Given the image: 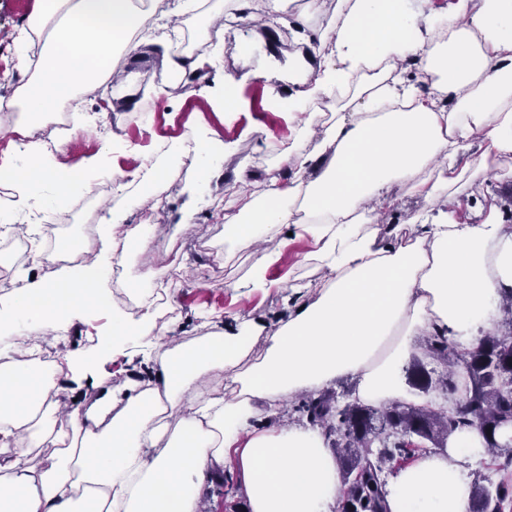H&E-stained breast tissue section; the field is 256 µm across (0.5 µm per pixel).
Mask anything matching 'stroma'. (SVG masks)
<instances>
[{
  "instance_id": "obj_1",
  "label": "stroma",
  "mask_w": 512,
  "mask_h": 512,
  "mask_svg": "<svg viewBox=\"0 0 512 512\" xmlns=\"http://www.w3.org/2000/svg\"><path fill=\"white\" fill-rule=\"evenodd\" d=\"M32 7L33 0H0V95L9 94L30 77L13 57L11 35ZM284 24H269L258 34L245 24L235 38L216 36L219 50L211 64L183 79L178 88L170 81L162 46L154 41L140 44L120 64L125 84L88 96L83 106L84 132L59 155L64 165L72 167L106 150L113 166L122 171L135 169L143 157L155 156L162 143L179 144L180 155L190 156V164L177 168L164 186L145 254L127 258V284L112 288L113 303L140 317L141 308L127 303L129 284L149 282L156 268L167 269L174 282L167 324L172 335L185 341L206 335L214 323L234 317L278 325L288 315L281 283L313 273L308 258L311 240L295 238L269 269L268 288L247 289L244 283L264 251H236L224 242L225 207L250 208L272 177L284 176L285 163L270 156L261 144L269 138L282 150L292 148L295 134L282 100L297 81L314 80L307 66L310 49L298 36H286ZM221 73L234 78L236 101L233 107L217 110L198 91L217 87ZM100 99L106 100L107 110H97ZM146 111L152 118L145 124L140 115ZM210 131L220 135L226 149L216 171L206 178L203 159L191 153L192 135ZM484 201L498 205L504 220L512 224V158L502 162L495 176L464 178L448 189L441 206L476 223L480 216L470 205ZM108 328L107 317L94 312L71 318L61 344L90 356L94 370L64 382L63 401L87 407L97 397L96 383L116 388L126 380L143 379L136 342L118 347L98 342V333Z\"/></svg>"
}]
</instances>
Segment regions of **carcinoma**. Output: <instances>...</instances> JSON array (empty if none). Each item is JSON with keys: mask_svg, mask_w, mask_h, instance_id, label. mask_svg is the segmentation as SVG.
I'll return each instance as SVG.
<instances>
[{"mask_svg": "<svg viewBox=\"0 0 512 512\" xmlns=\"http://www.w3.org/2000/svg\"><path fill=\"white\" fill-rule=\"evenodd\" d=\"M509 318L505 331L483 336L470 351H461L442 335L426 339L428 358L444 365L442 371L415 358L406 367V379L415 389L444 395L456 390L457 369L466 374L465 398L456 412H433L425 407L394 402L374 408L360 402L340 404L331 392L310 395L295 411L320 427L336 455L341 476V512H388L387 470L421 448L417 438L438 449L448 436L463 427L477 429L492 458L512 466V441H501L500 429L512 422V289L505 297ZM509 488L478 482L471 486L468 512H503Z\"/></svg>", "mask_w": 512, "mask_h": 512, "instance_id": "obj_1", "label": "carcinoma"}]
</instances>
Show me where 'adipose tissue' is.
<instances>
[{
	"mask_svg": "<svg viewBox=\"0 0 512 512\" xmlns=\"http://www.w3.org/2000/svg\"><path fill=\"white\" fill-rule=\"evenodd\" d=\"M35 0L16 27L19 67L31 51L37 66L0 114L13 117L15 139L0 154V180L15 194L7 223L37 234L38 186L58 200L75 177L92 184L113 171L103 156L80 171L61 164L34 132L49 112L95 89L130 53L134 33L164 30L170 72L195 74L202 57L176 51L180 18H214L212 0ZM320 0H309L299 37L334 62L313 88L285 106L298 150L288 181L270 179L249 211L224 212V231L241 250L269 245L251 278L268 285L289 236H306L323 275L288 286V317L271 331L229 322L192 344L163 341L151 312L135 321L115 310L106 278L108 254L122 216L109 211L98 238L58 239L53 253L78 250L81 266L56 279H27L0 304V512H203L201 490L229 471L242 485L247 512H331L340 490L336 457L319 428L266 426L259 405L356 381V398L381 407L406 398L413 358L426 357L423 334L449 341L492 330L504 289L512 287V225L498 207L477 224L449 217L438 203L464 175L489 176L512 155V0H452L442 15L409 13L406 0H339L332 26L310 24ZM353 97L361 109L338 108L325 137L308 100ZM408 184L438 212L413 221L408 239L376 245L371 226ZM304 216L294 218L293 204ZM106 313L119 343L144 339L146 378L107 390L81 411L61 405L58 381L70 355L44 370L43 344L57 314ZM54 448L37 465L32 449ZM484 442L472 428L454 431L441 452L420 455L388 487L389 512H467L470 487L460 465Z\"/></svg>",
	"mask_w": 512,
	"mask_h": 512,
	"instance_id": "ef3b65f1",
	"label": "adipose tissue"
}]
</instances>
